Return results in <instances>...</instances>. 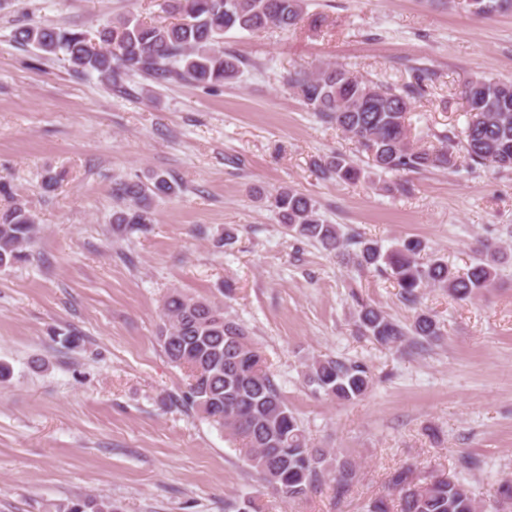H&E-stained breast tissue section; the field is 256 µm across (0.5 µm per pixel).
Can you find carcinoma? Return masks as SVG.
Segmentation results:
<instances>
[{"label":"carcinoma","instance_id":"cac0c4a2","mask_svg":"<svg viewBox=\"0 0 512 512\" xmlns=\"http://www.w3.org/2000/svg\"><path fill=\"white\" fill-rule=\"evenodd\" d=\"M512 0H472V14L490 17ZM169 24H148L125 16L103 29L98 39L82 32L50 26L21 25L12 37L48 55L63 54L72 66L117 82L137 73L162 84L172 76L196 85L215 86L235 79L241 60L224 51V34L256 33L268 28L287 31L302 18L305 0H162ZM425 76L402 88L359 77L342 65H327L308 75L296 73L288 85L324 123L354 140L368 156V168L348 155L336 154L319 164L320 172L338 181L356 183L379 173L401 174L446 168L462 151L475 165L512 170V81L477 78L465 87L470 121L460 138L437 135L440 146L416 147L406 115L424 91ZM179 183L155 173L148 181L121 180L112 187L119 209L112 223L143 230L153 223L152 201L177 193ZM275 211L285 231L329 252H340L363 270L391 279L402 299L417 303L427 288H442L458 299L478 296L491 287L506 247L481 243L466 269L440 258L421 260L418 239H405L383 249L378 241L344 235L322 222L316 202L291 186L260 196ZM39 232L37 217L20 202L0 210V268L28 258L26 247ZM356 324L364 336L389 347L430 344L442 336L437 322L418 312L407 324L383 311L362 305ZM158 341L167 358L189 367L186 401L240 439L239 454L265 481L295 498L332 476L341 492L356 474V464L333 460L329 452L308 443L305 429L288 408L280 388L265 367L262 352L247 331L224 317V308L204 298L174 291L162 306ZM314 392L351 401L370 389L373 376L362 362L343 357L314 360L305 374ZM400 512H477L467 486L459 479H433L414 484L401 471L391 479ZM63 512H114L112 504L78 499Z\"/></svg>","mask_w":512,"mask_h":512}]
</instances>
